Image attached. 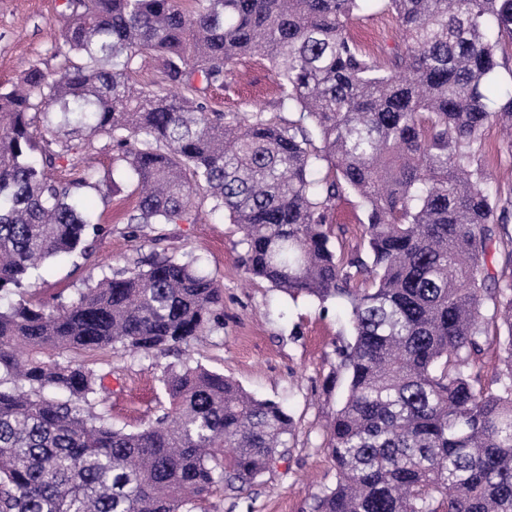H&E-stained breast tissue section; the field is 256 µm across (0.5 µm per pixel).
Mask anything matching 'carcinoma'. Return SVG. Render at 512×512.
<instances>
[{"label":"carcinoma","mask_w":512,"mask_h":512,"mask_svg":"<svg viewBox=\"0 0 512 512\" xmlns=\"http://www.w3.org/2000/svg\"><path fill=\"white\" fill-rule=\"evenodd\" d=\"M61 0L49 77L0 90V512H208L294 447L278 402L186 363L145 427L112 425L101 377L46 352H171L223 326V289L172 256L47 310L10 297L51 258L88 260L104 230L86 189L141 188L132 224H192L195 198L237 225L245 272L294 299L346 304L344 396L325 426L336 480L311 512H512V281L489 287L490 123L512 153V89L490 95L512 0H381L403 47L362 51L367 0ZM280 79L277 111L227 116L208 93L239 58ZM152 63L169 92L137 87ZM112 179L61 181L87 141ZM363 200L367 253L336 250L332 204ZM493 312H482L486 299ZM502 367L485 374L492 345ZM116 154V148L109 139L101 136L91 138L86 149L88 164L99 177H103L112 169V158Z\"/></svg>","instance_id":"cac0c4a2"}]
</instances>
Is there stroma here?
<instances>
[{"mask_svg":"<svg viewBox=\"0 0 512 512\" xmlns=\"http://www.w3.org/2000/svg\"><path fill=\"white\" fill-rule=\"evenodd\" d=\"M59 0H0V87H10L31 66L56 74L62 64L53 46L63 26ZM351 31L362 50L378 55L400 42L394 15L380 0H370ZM278 77L268 59L245 57L234 66L223 89L211 91L212 109L242 113L260 107L274 113ZM485 162L500 174L502 195L512 194V155L501 130L489 124L483 132ZM92 201L105 236L90 260H54L39 280L23 284L21 294L36 293L46 306L77 297L88 284L132 269H148L159 255L194 261L224 290L223 328L205 341L184 347L181 355L138 354L117 346L107 353L70 352L67 360L103 375L114 426L134 431L159 413L166 396L164 369L180 360L199 364L239 382L248 391L280 401L296 423L295 446L286 460L240 492L224 491L213 499L216 512H310L313 495L332 482L335 471L322 449L328 414L342 394L326 395L334 371L336 348L351 338L344 306L301 296L290 299L268 282L244 271L245 248L236 225L208 215L201 203L195 224H142L129 218L138 203L136 184L127 180L108 196ZM330 219L343 226L341 244L348 253L365 252L361 200L344 193Z\"/></svg>","mask_w":512,"mask_h":512,"instance_id":"stroma-1","label":"stroma"}]
</instances>
